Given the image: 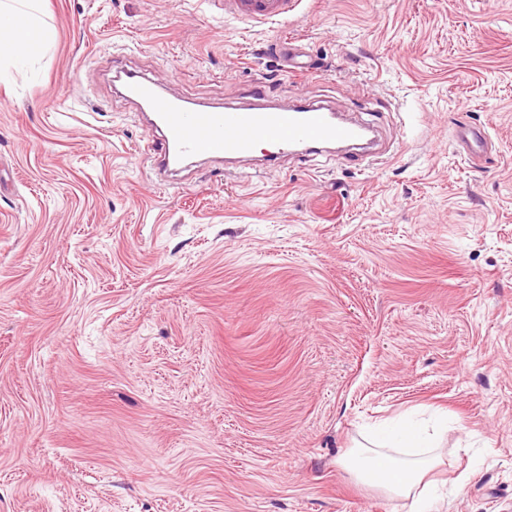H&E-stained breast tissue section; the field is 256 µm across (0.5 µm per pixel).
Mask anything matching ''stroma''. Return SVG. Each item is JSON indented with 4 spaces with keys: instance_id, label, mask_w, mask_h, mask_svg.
<instances>
[{
    "instance_id": "1",
    "label": "stroma",
    "mask_w": 512,
    "mask_h": 512,
    "mask_svg": "<svg viewBox=\"0 0 512 512\" xmlns=\"http://www.w3.org/2000/svg\"><path fill=\"white\" fill-rule=\"evenodd\" d=\"M44 19L49 51L0 84V512H413L340 460L439 413L433 512H512V0ZM290 37L316 76L285 71ZM120 66L205 104L322 102L376 127V160L159 182Z\"/></svg>"
}]
</instances>
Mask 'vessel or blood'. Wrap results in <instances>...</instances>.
<instances>
[{
  "label": "vessel or blood",
  "mask_w": 512,
  "mask_h": 512,
  "mask_svg": "<svg viewBox=\"0 0 512 512\" xmlns=\"http://www.w3.org/2000/svg\"><path fill=\"white\" fill-rule=\"evenodd\" d=\"M302 0H224L225 14L272 23L289 20ZM302 47L297 40H286L280 53L293 75L307 77L313 65L301 62ZM125 88L132 101L148 105L155 138L151 156L160 171L169 172L186 159L203 157L220 163L253 154L257 142L270 144L267 161L303 151L312 153L327 144L354 145L360 137L359 125L341 120L317 102L287 107L270 104L255 96L246 106L221 107L189 99H172L162 93L160 83L137 71H125Z\"/></svg>",
  "instance_id": "obj_1"
}]
</instances>
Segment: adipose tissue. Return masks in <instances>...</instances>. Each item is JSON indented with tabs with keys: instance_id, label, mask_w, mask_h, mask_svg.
I'll return each mask as SVG.
<instances>
[{
	"instance_id": "1",
	"label": "adipose tissue",
	"mask_w": 512,
	"mask_h": 512,
	"mask_svg": "<svg viewBox=\"0 0 512 512\" xmlns=\"http://www.w3.org/2000/svg\"><path fill=\"white\" fill-rule=\"evenodd\" d=\"M42 0H0V69L25 66L42 56L53 42V32L41 16ZM441 431H428L410 422H398L371 447L360 446L345 461L347 471L360 483L385 490L396 498L424 501L430 488L425 477L438 463L435 454ZM408 449L405 458L389 448Z\"/></svg>"
}]
</instances>
